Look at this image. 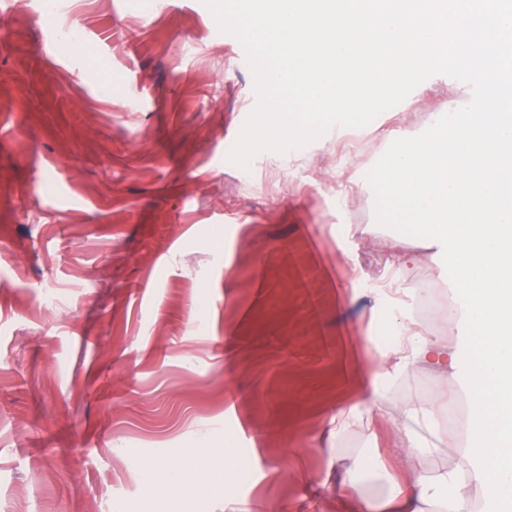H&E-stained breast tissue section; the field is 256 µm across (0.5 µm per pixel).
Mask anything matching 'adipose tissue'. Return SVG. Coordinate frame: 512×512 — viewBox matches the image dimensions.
Listing matches in <instances>:
<instances>
[{"label": "adipose tissue", "mask_w": 512, "mask_h": 512, "mask_svg": "<svg viewBox=\"0 0 512 512\" xmlns=\"http://www.w3.org/2000/svg\"><path fill=\"white\" fill-rule=\"evenodd\" d=\"M385 4L384 22L398 41L385 75L402 91L427 57L415 44L426 29L439 44H452L464 64L481 63L499 75L494 95L471 87L470 109L434 121L423 142L408 143L395 156L384 182L387 199L401 207L409 235L452 264L450 315L464 319L471 336L464 347L449 349L414 328L404 314L390 348L397 366L431 364L463 374L468 385L470 475L429 469L413 428L431 413L407 412L399 453L411 473L407 489L386 498L369 496L347 480L353 512H512V118L496 117L512 105V0H228L217 10L218 23L237 17L267 37L273 68L262 81L276 96L275 111L264 125L262 142L291 155L306 131L329 125L343 129L354 115L327 101L328 89L364 98L374 81L355 63L376 4ZM495 31L497 56H487L485 33ZM184 468L157 455L146 470L148 496L190 494L210 487L209 476L236 482L244 469L225 437L220 448H193Z\"/></svg>", "instance_id": "1"}]
</instances>
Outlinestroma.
Masks as SVG:
<instances>
[{
	"instance_id": "35a3bbf8",
	"label": "stroma",
	"mask_w": 512,
	"mask_h": 512,
	"mask_svg": "<svg viewBox=\"0 0 512 512\" xmlns=\"http://www.w3.org/2000/svg\"><path fill=\"white\" fill-rule=\"evenodd\" d=\"M66 0L81 40L57 46L39 0H0V512H152L157 452L250 430L247 476L161 512H346L340 481L391 495L411 409L462 377L380 353L402 311L382 299L450 286L433 249L394 244L379 183L462 80L343 97L362 146L322 129L295 154L252 148L272 110L214 0ZM383 416L362 389L377 367ZM360 424L337 430L340 412ZM433 470L462 435L420 429Z\"/></svg>"
}]
</instances>
